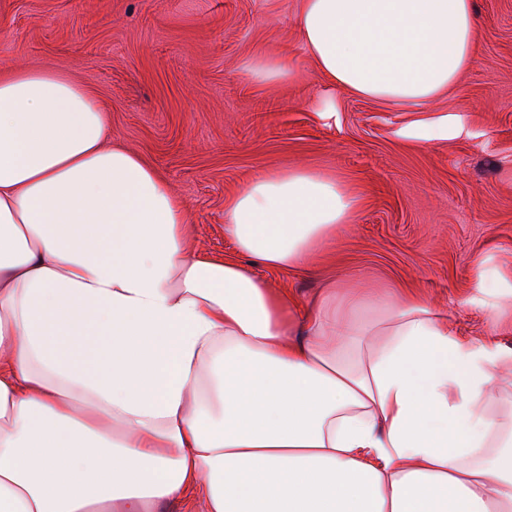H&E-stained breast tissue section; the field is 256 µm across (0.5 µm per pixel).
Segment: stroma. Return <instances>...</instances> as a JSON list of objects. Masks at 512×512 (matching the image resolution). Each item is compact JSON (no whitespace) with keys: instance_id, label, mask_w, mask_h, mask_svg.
I'll return each mask as SVG.
<instances>
[{"instance_id":"stroma-1","label":"stroma","mask_w":512,"mask_h":512,"mask_svg":"<svg viewBox=\"0 0 512 512\" xmlns=\"http://www.w3.org/2000/svg\"><path fill=\"white\" fill-rule=\"evenodd\" d=\"M475 4L472 61L425 108L332 87L302 45L300 0H0V67L60 70L91 89L113 141L168 182L193 243L213 256L236 257L224 204L256 174L337 176L363 207L312 271L255 275L303 304L329 284L416 291L459 335L509 353L512 323L469 299L477 266L512 270V0ZM257 57L290 71L256 83ZM454 116L460 136L400 135Z\"/></svg>"}]
</instances>
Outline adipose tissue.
I'll list each match as a JSON object with an SVG mask.
<instances>
[{
    "label": "adipose tissue",
    "instance_id": "obj_1",
    "mask_svg": "<svg viewBox=\"0 0 512 512\" xmlns=\"http://www.w3.org/2000/svg\"><path fill=\"white\" fill-rule=\"evenodd\" d=\"M297 25L332 86L421 107L480 21L474 0H301ZM109 135L68 74H0V512H512L511 353L414 293L306 308L252 271L304 269L352 190L258 174L219 260Z\"/></svg>",
    "mask_w": 512,
    "mask_h": 512
}]
</instances>
